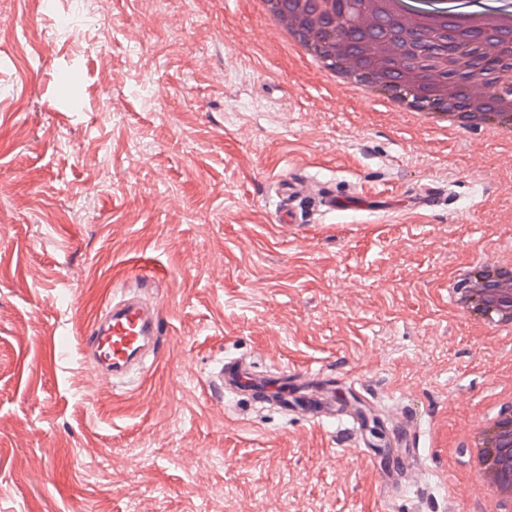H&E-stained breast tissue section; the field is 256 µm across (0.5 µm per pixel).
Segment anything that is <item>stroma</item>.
I'll return each mask as SVG.
<instances>
[{
	"mask_svg": "<svg viewBox=\"0 0 512 512\" xmlns=\"http://www.w3.org/2000/svg\"><path fill=\"white\" fill-rule=\"evenodd\" d=\"M511 153L326 85L246 0H0V512H474L512 334L448 280L512 254ZM309 176L387 206L275 223ZM147 269L160 354L137 391L93 384L86 326ZM227 354L416 414L417 486L383 499L337 426L212 394ZM300 183L288 179L280 180L276 186L280 197L279 209L276 210V223L302 224L303 214L296 209L294 202L300 193Z\"/></svg>",
	"mask_w": 512,
	"mask_h": 512,
	"instance_id": "obj_1",
	"label": "stroma"
}]
</instances>
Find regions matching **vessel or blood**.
Listing matches in <instances>:
<instances>
[{
  "mask_svg": "<svg viewBox=\"0 0 512 512\" xmlns=\"http://www.w3.org/2000/svg\"><path fill=\"white\" fill-rule=\"evenodd\" d=\"M276 192L280 198L277 223H302L303 214L294 205L300 192L299 182L280 180ZM312 202L326 212L363 211L370 204L367 196L339 195L329 189L322 190ZM155 285V275L139 276L131 289L113 299L91 320L85 346L98 381L128 385L131 376L143 372L149 358L156 356L161 313L159 305L149 300ZM333 382V377L299 367L263 372L239 358L224 359L210 378L211 386L219 392L251 405L266 404L292 411L312 422L345 417L331 390ZM348 420L352 439L362 456L380 464L384 497H392L414 477L421 456L414 417H407L389 433L383 449L368 440L364 415L357 414Z\"/></svg>",
  "mask_w": 512,
  "mask_h": 512,
  "instance_id": "obj_1",
  "label": "vessel or blood"
}]
</instances>
